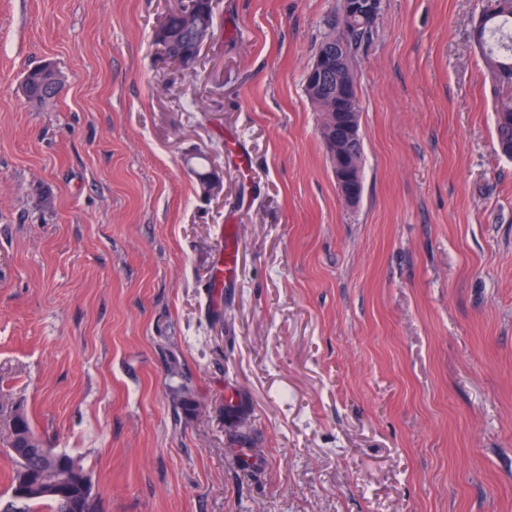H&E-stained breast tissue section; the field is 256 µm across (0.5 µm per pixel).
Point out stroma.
Listing matches in <instances>:
<instances>
[{"label": "stroma", "instance_id": "obj_1", "mask_svg": "<svg viewBox=\"0 0 512 512\" xmlns=\"http://www.w3.org/2000/svg\"><path fill=\"white\" fill-rule=\"evenodd\" d=\"M490 3L382 0L349 208L304 90L338 0H218L193 71L152 39L177 0H0V425L23 406L101 512H512ZM42 62L65 90L36 106ZM47 65L28 70L23 80V92L27 100L34 105H47L57 97L52 86L44 82L43 74Z\"/></svg>", "mask_w": 512, "mask_h": 512}]
</instances>
